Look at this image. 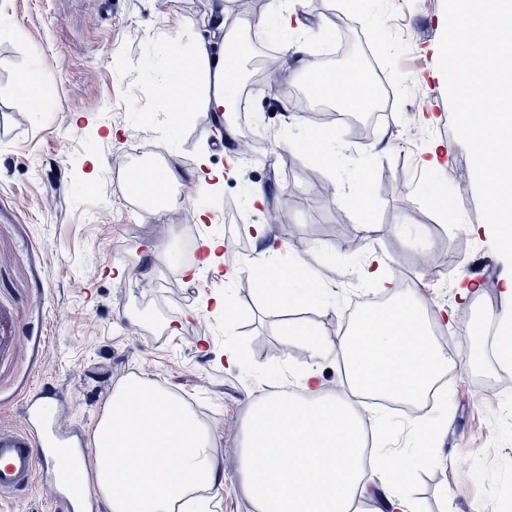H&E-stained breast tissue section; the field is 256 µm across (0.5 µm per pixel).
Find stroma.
Wrapping results in <instances>:
<instances>
[{
    "label": "stroma",
    "instance_id": "1",
    "mask_svg": "<svg viewBox=\"0 0 512 512\" xmlns=\"http://www.w3.org/2000/svg\"><path fill=\"white\" fill-rule=\"evenodd\" d=\"M236 0H0V428L25 425L27 397L46 385L65 423L89 438L113 388L132 374L180 397L206 426L224 462L217 512H254L241 487L245 425L263 398L308 375L326 389L345 383L338 351L364 296L387 297L381 280L409 290L436 318L435 344L453 366L441 397L412 414L383 406L382 448L397 449L411 478V512H502L512 497V364L488 348L482 326L512 306L502 293L512 272L477 231L482 221L473 166L451 130L438 68L442 0H301L298 16L311 58L373 61L393 91L387 117L357 137L350 124L299 116L283 85L305 88L284 34ZM223 28H216L215 17ZM278 46L281 65L265 82L242 60L246 121L228 112L223 133L211 113L172 125L158 87L171 56L196 43L219 53L224 36ZM37 71L39 106L17 92ZM325 129L336 164L314 163L296 143ZM156 150L173 176L179 206L138 216L122 187L120 162ZM223 172L219 197L201 192L204 169ZM372 188L371 221L336 196L358 172ZM266 192L251 205L253 188ZM244 222L224 238L232 263L218 269L184 258L194 229ZM270 233L257 241L253 230ZM378 259L379 278L364 274ZM301 260L327 291L324 304L268 306L250 274L259 262ZM238 274L226 284L224 274ZM467 273L472 296L458 295ZM230 294L231 317L212 297ZM313 325L325 351L284 347L285 322ZM236 350L238 364L225 354ZM440 426L422 454L410 428Z\"/></svg>",
    "mask_w": 512,
    "mask_h": 512
}]
</instances>
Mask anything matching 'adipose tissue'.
I'll return each instance as SVG.
<instances>
[{"mask_svg": "<svg viewBox=\"0 0 512 512\" xmlns=\"http://www.w3.org/2000/svg\"><path fill=\"white\" fill-rule=\"evenodd\" d=\"M290 48L303 71L317 79L318 96L361 92L364 74L352 67L343 78L324 74L304 42ZM241 82L239 57H212L197 44L191 61L171 59L159 87L163 100L193 95L204 86V104L226 112ZM252 276L273 307H304L326 300L325 290L299 260L274 267L256 265ZM342 354L347 375L364 393L418 398L448 365L447 353L431 343L416 307L395 298L363 315L350 331ZM300 397L274 395L248 423L243 484L256 512H361L362 499L376 490L389 512H409L392 455L368 453V430L380 421L364 416L323 385L304 383ZM136 413H129L133 398ZM87 468L92 488L110 512H214L224 489V469L210 439L187 404L142 377L117 385L91 434Z\"/></svg>", "mask_w": 512, "mask_h": 512, "instance_id": "obj_1", "label": "adipose tissue"}]
</instances>
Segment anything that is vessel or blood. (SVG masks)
Returning <instances> with one entry per match:
<instances>
[{
  "label": "vessel or blood",
  "instance_id": "1",
  "mask_svg": "<svg viewBox=\"0 0 512 512\" xmlns=\"http://www.w3.org/2000/svg\"><path fill=\"white\" fill-rule=\"evenodd\" d=\"M29 424L20 432L0 431V495L8 496L38 483L54 493L61 512H91L89 496L62 480L59 469H77L83 458L76 431L63 427L42 396L26 401Z\"/></svg>",
  "mask_w": 512,
  "mask_h": 512
}]
</instances>
